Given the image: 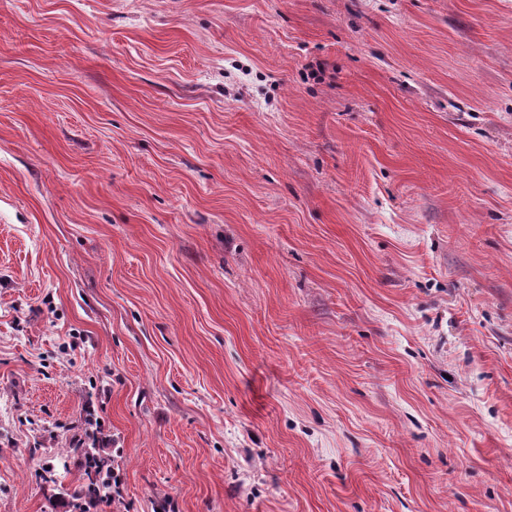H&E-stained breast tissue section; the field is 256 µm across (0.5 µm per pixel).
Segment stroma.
Listing matches in <instances>:
<instances>
[{"label": "stroma", "mask_w": 512, "mask_h": 512, "mask_svg": "<svg viewBox=\"0 0 512 512\" xmlns=\"http://www.w3.org/2000/svg\"><path fill=\"white\" fill-rule=\"evenodd\" d=\"M85 448L98 512H512V0H0V512Z\"/></svg>", "instance_id": "stroma-1"}]
</instances>
